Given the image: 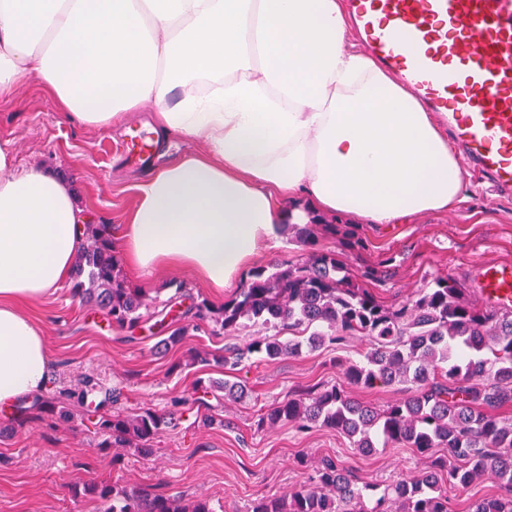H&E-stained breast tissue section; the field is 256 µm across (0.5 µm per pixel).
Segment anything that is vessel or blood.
Wrapping results in <instances>:
<instances>
[{
    "label": "vessel or blood",
    "instance_id": "obj_1",
    "mask_svg": "<svg viewBox=\"0 0 512 512\" xmlns=\"http://www.w3.org/2000/svg\"><path fill=\"white\" fill-rule=\"evenodd\" d=\"M360 43L398 84L448 126L460 162L512 195V0H346ZM125 159L148 164L153 145L133 130ZM480 289L512 308V264L482 267Z\"/></svg>",
    "mask_w": 512,
    "mask_h": 512
}]
</instances>
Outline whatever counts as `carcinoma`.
<instances>
[{
  "label": "carcinoma",
  "instance_id": "1",
  "mask_svg": "<svg viewBox=\"0 0 512 512\" xmlns=\"http://www.w3.org/2000/svg\"><path fill=\"white\" fill-rule=\"evenodd\" d=\"M315 228L288 225L310 248L305 259L282 261L270 272L258 269L222 307L193 301L181 318L210 321L225 332L246 321L263 330H308L312 348L362 338L364 359L340 362L347 383L402 385L406 397L377 409L341 387H319L271 404L262 422L301 431L328 427L362 455L380 444H402L420 453L442 448L444 453L430 457L418 474L392 484L372 505L353 469L324 457L313 467L309 487L263 500L253 512H450L448 487L466 488L478 479L494 481L499 492L473 500L468 512H512V420L499 416L500 409L512 406V310L483 305L450 276L386 306L362 280L385 278L389 266L381 262L356 272L337 255L313 250ZM85 238L76 274L87 281H78L74 294L97 301L113 323L135 332L147 321L150 304L141 290L125 286L105 225H85ZM339 245L355 255L365 247L353 231ZM300 349L296 340L259 336L224 348L218 363L237 367L253 354L276 361ZM73 401L84 415L87 406L99 407L96 428L106 448L149 455L171 425L170 417L151 408L132 415L106 410L113 396L91 378L59 398L36 399L32 408L68 421L74 417ZM80 494L95 502L96 512H214L207 499L120 489L106 479L84 485Z\"/></svg>",
  "mask_w": 512,
  "mask_h": 512
}]
</instances>
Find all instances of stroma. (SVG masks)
<instances>
[{
    "label": "stroma",
    "instance_id": "35a3bbf8",
    "mask_svg": "<svg viewBox=\"0 0 512 512\" xmlns=\"http://www.w3.org/2000/svg\"><path fill=\"white\" fill-rule=\"evenodd\" d=\"M152 124L149 107L130 113L124 125L113 130L63 121L51 95L34 78L23 80L15 98L0 100V140L13 142L22 165L67 179L76 197L92 204L94 223L116 235L136 206L134 184L150 175L148 169L130 165L118 147L131 126ZM324 221L354 224L367 243L361 253L364 263L393 257L391 277L373 285L388 305L446 275L477 288L481 265L512 262V200H493L470 174L459 199L445 212H424L402 224L379 226L342 214L325 215ZM307 254V247L284 232L277 247H260L248 270L224 289L206 287L186 272L144 281L127 264L119 269L127 285L144 291L151 310L157 312L177 285L219 307L235 297L252 271ZM73 286V281H66L24 308L42 328L51 355L44 395L72 388L90 376L119 393V410L149 407L173 414L174 423L161 436L157 451L143 457L126 448L102 447L100 434L87 420L24 417L21 410L32 401L18 400L11 409L0 411V512H92V503L74 496L72 489L102 478L127 487L206 498L215 512H252L260 499L282 496L302 485L309 465L324 456L351 466L375 497L424 467V457L403 445L362 455L326 427L300 432L288 425L259 423L272 403L315 385H344L339 364L362 360L365 341L350 338L340 345L306 347L299 355L274 362L255 355L233 371L213 365L191 367L190 354H220L225 344H246L255 337V327L225 335L206 321L191 330L182 345L159 352L157 336L127 340L125 329L108 320L95 303L74 295ZM224 379L244 382L247 397L231 401L223 392L196 388L200 382ZM209 415L216 417V425H203Z\"/></svg>",
    "mask_w": 512,
    "mask_h": 512
}]
</instances>
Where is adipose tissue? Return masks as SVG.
<instances>
[{"label": "adipose tissue", "mask_w": 512, "mask_h": 512, "mask_svg": "<svg viewBox=\"0 0 512 512\" xmlns=\"http://www.w3.org/2000/svg\"><path fill=\"white\" fill-rule=\"evenodd\" d=\"M338 0H0V97L35 77L61 116L109 129L154 108L202 153L139 181L118 245L141 278L226 287L307 195L399 224L445 211L462 169L431 113L344 43ZM84 208L0 141V406L43 390L50 352L20 310L70 277Z\"/></svg>", "instance_id": "obj_1"}]
</instances>
